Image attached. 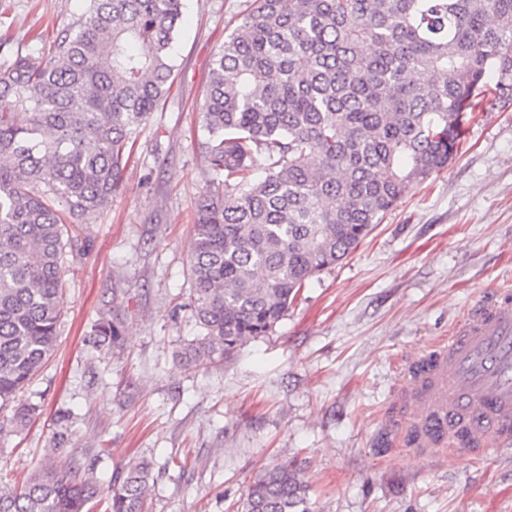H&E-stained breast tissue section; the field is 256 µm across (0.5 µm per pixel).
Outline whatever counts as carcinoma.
<instances>
[{"mask_svg": "<svg viewBox=\"0 0 512 512\" xmlns=\"http://www.w3.org/2000/svg\"><path fill=\"white\" fill-rule=\"evenodd\" d=\"M49 51L0 66V410L56 346L65 235L112 202L171 88L182 0H87ZM512 101V0H253L217 52L199 147L189 363L272 331L313 277L353 253L448 166L464 124ZM92 344L122 341L101 317ZM147 460L100 480L73 465L0 490V512H147ZM292 461L257 475L241 512H308Z\"/></svg>", "mask_w": 512, "mask_h": 512, "instance_id": "obj_1", "label": "carcinoma"}]
</instances>
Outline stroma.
I'll use <instances>...</instances> for the list:
<instances>
[{"label":"stroma","mask_w":512,"mask_h":512,"mask_svg":"<svg viewBox=\"0 0 512 512\" xmlns=\"http://www.w3.org/2000/svg\"><path fill=\"white\" fill-rule=\"evenodd\" d=\"M85 0H0L10 52L48 47ZM246 0H184L169 96L124 185L78 230L57 350L0 430V486L79 464L101 483L146 459L149 512H237L265 469L295 462L309 512H512V457L426 461L381 444L408 359L484 292L512 284V103L476 114L448 167L416 185L348 258L303 288L273 332L228 362L189 364L195 208L214 184L196 133L212 59ZM105 314L124 340H89Z\"/></svg>","instance_id":"35a3bbf8"}]
</instances>
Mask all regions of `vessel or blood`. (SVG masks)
<instances>
[{
	"instance_id": "1",
	"label": "vessel or blood",
	"mask_w": 512,
	"mask_h": 512,
	"mask_svg": "<svg viewBox=\"0 0 512 512\" xmlns=\"http://www.w3.org/2000/svg\"><path fill=\"white\" fill-rule=\"evenodd\" d=\"M386 435L415 454L449 450L471 462L512 454V288L488 290L446 340L401 372Z\"/></svg>"
}]
</instances>
